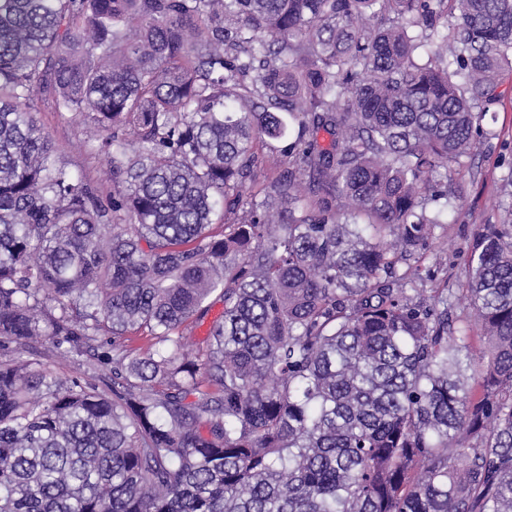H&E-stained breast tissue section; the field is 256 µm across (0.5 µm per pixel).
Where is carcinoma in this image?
Here are the masks:
<instances>
[{"instance_id": "cac0c4a2", "label": "carcinoma", "mask_w": 512, "mask_h": 512, "mask_svg": "<svg viewBox=\"0 0 512 512\" xmlns=\"http://www.w3.org/2000/svg\"><path fill=\"white\" fill-rule=\"evenodd\" d=\"M508 75L512 0H0V512H512V220L422 268ZM34 105L38 111L35 112L36 118L55 143L60 159L88 173L91 178L101 182L106 190H112V177L102 157L91 154L81 143L79 117H60L37 98ZM208 303V312L205 317L197 321L196 323L190 325L191 329H189V336L191 348L194 350L202 347L204 345V340L206 339L209 329L213 322L220 319L224 313V302L218 296L217 293L213 294ZM49 346L50 344L44 342L43 344H38L36 347L42 362L45 363L46 366L49 367L52 371L59 375L69 378L77 376L80 377L82 380L91 379V377L94 376V378L98 380L99 377L104 378L105 374L108 375L109 373L106 370H100L94 373V371L90 370L87 367V365H78L77 362H62L57 357H54L52 355Z\"/></svg>"}]
</instances>
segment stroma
<instances>
[{
    "label": "stroma",
    "mask_w": 512,
    "mask_h": 512,
    "mask_svg": "<svg viewBox=\"0 0 512 512\" xmlns=\"http://www.w3.org/2000/svg\"><path fill=\"white\" fill-rule=\"evenodd\" d=\"M502 98L485 123L492 137L459 164L462 200L457 212L438 229L427 252V264L443 262L448 275L457 282L466 281V257L478 224L501 223L512 207V185L506 177L512 172V78L505 80ZM36 118L57 147L60 159L88 173L104 188H111L112 178L102 157L91 154L81 143V126L77 119L59 116L36 102Z\"/></svg>",
    "instance_id": "stroma-1"
}]
</instances>
